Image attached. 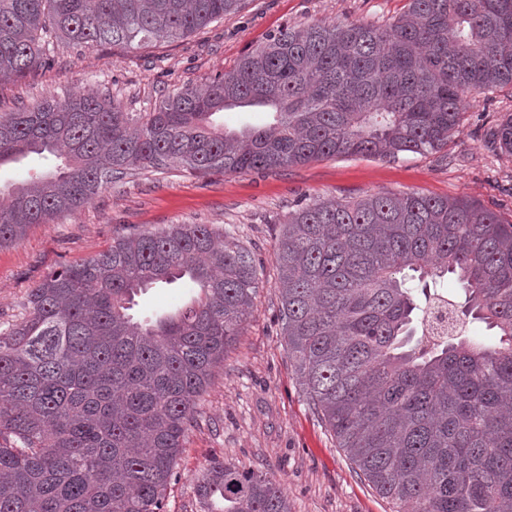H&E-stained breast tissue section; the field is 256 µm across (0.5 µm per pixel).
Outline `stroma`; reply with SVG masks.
<instances>
[{
	"mask_svg": "<svg viewBox=\"0 0 512 512\" xmlns=\"http://www.w3.org/2000/svg\"><path fill=\"white\" fill-rule=\"evenodd\" d=\"M408 0H246L238 12L174 41L126 50L58 43L53 67L0 82V114L83 91L112 95L124 111H152L164 96L233 68L286 25L394 23ZM512 113V88L473 91L437 153L335 156L280 170L199 174L135 169L94 201L0 247V330L20 320L31 288L49 273L107 251L113 240L172 224L231 232L263 269L247 325L203 395L165 496L166 512H203L193 487L211 460L259 470L281 484L291 512H395L359 476L304 395L288 358L275 288L274 242L289 211L322 197L414 192L465 199L512 224V155L487 132ZM185 281L139 294L133 313L155 319L190 305Z\"/></svg>",
	"mask_w": 512,
	"mask_h": 512,
	"instance_id": "1",
	"label": "stroma"
}]
</instances>
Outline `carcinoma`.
<instances>
[{
	"instance_id": "cac0c4a2",
	"label": "carcinoma",
	"mask_w": 512,
	"mask_h": 512,
	"mask_svg": "<svg viewBox=\"0 0 512 512\" xmlns=\"http://www.w3.org/2000/svg\"><path fill=\"white\" fill-rule=\"evenodd\" d=\"M244 0H0V81L80 49L187 37ZM512 87V0H409L388 27L289 25L203 86L124 112L111 95L0 118V165L53 156L0 191V247L93 202L134 166L208 174L448 146L462 95ZM259 106L240 132L211 121ZM512 154V114L491 128ZM288 358L359 475L396 512H512V224L464 199L378 192L288 213L276 236ZM457 276L461 315L495 329L422 335L410 281ZM260 267L208 224L138 232L47 275L0 332V512H163L185 433L242 335ZM188 278L198 300L139 322L134 296ZM204 512H291L265 474L223 461Z\"/></svg>"
}]
</instances>
